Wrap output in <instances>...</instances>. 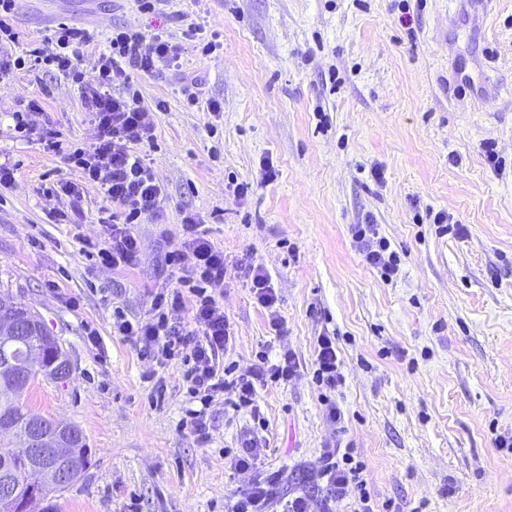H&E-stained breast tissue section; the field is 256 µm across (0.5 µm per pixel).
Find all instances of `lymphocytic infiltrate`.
<instances>
[{"label":"lymphocytic infiltrate","mask_w":512,"mask_h":512,"mask_svg":"<svg viewBox=\"0 0 512 512\" xmlns=\"http://www.w3.org/2000/svg\"><path fill=\"white\" fill-rule=\"evenodd\" d=\"M50 42L47 60L77 84L85 108L97 128L95 143L64 151L57 130L42 129L38 139L44 151L67 152L86 182L94 184L115 205L107 241L77 237L79 254L87 261L105 266H130L140 252L135 226L143 215L158 212L165 197L151 166L141 156L139 145L152 142L159 112L166 103L153 106L141 103L133 88L135 71H156L173 66L183 47L170 36L155 34L143 40L140 34L113 30L108 48L94 57V79H87L83 56L95 45L94 34L59 23ZM184 253L166 258L169 266L180 269L177 285L164 288L154 296L149 318H127L116 312L112 322L115 335L133 344L140 355L158 365L181 360L185 367L188 394L194 408L186 412L190 427L199 442H208L213 416L209 409L225 389H234L237 406H250L258 387L285 382L300 370L292 352L280 353L276 363L261 364L244 371L220 367L219 358L232 340L224 304L212 289L224 281V250L218 247L194 214L182 220ZM353 238L365 261L381 277L392 279L399 272V259L381 237L376 225H355ZM191 254V264H184V254ZM190 311V322H182V311ZM241 450L234 458L239 470L253 471L251 482L237 488L231 512H270L281 474L263 467L265 450L253 436L243 437ZM318 478L324 490L323 505L349 500L350 512H376L375 503L363 477V466L355 462L350 449L326 448L319 457ZM356 496H349V488Z\"/></svg>","instance_id":"obj_1"}]
</instances>
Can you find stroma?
<instances>
[{
	"label": "stroma",
	"mask_w": 512,
	"mask_h": 512,
	"mask_svg": "<svg viewBox=\"0 0 512 512\" xmlns=\"http://www.w3.org/2000/svg\"><path fill=\"white\" fill-rule=\"evenodd\" d=\"M62 21L102 47L120 27L177 42L192 23L217 34L214 53L189 48L178 67L135 77L144 105L167 103L141 147L165 198L137 225L129 267L79 255L76 236L106 239L112 204L37 139L44 127L74 146L97 135L79 90L33 54ZM12 24L8 52L25 63L0 77V161L14 169L0 191V295L35 310L70 357L69 380L37 378L23 401L79 426L90 461L36 508L229 512L250 475L224 451L253 432L288 477L279 495H307L310 512L334 444L399 512H512V449L495 443L512 435V0L484 12L473 0H169L153 13L135 0H15ZM32 99L39 111H26ZM64 181L77 193L62 194ZM57 210L71 223L51 221ZM188 212L224 249L227 361L246 369L288 350L301 363L254 407L234 409L225 390L204 444L182 424L180 365L154 368L112 332L113 308L147 317L155 289L172 285L165 256L182 250ZM439 212L460 233L439 234ZM356 224L377 225L400 254L396 278L365 262ZM252 263L277 292L282 333L250 290ZM321 336L335 337L343 375L338 424L312 379Z\"/></svg>",
	"instance_id": "35a3bbf8"
}]
</instances>
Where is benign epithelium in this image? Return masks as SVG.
<instances>
[{
    "label": "benign epithelium",
    "instance_id": "obj_1",
    "mask_svg": "<svg viewBox=\"0 0 512 512\" xmlns=\"http://www.w3.org/2000/svg\"><path fill=\"white\" fill-rule=\"evenodd\" d=\"M23 317L10 318L0 323V330L16 335L28 328L30 317L35 312L29 308L22 311ZM45 371L44 363L40 360L36 363H26L21 371L13 370V364L5 359L0 364V369L10 371L18 383H27L35 374L34 368ZM70 429V426L61 423H47L39 418H32L28 427L22 430L25 440V453L28 459L40 464L48 459L55 461V467L49 469V483L59 489L67 488L73 481L75 468L70 466V461L75 459L77 448L83 443L82 437H64L61 431Z\"/></svg>",
    "mask_w": 512,
    "mask_h": 512
}]
</instances>
